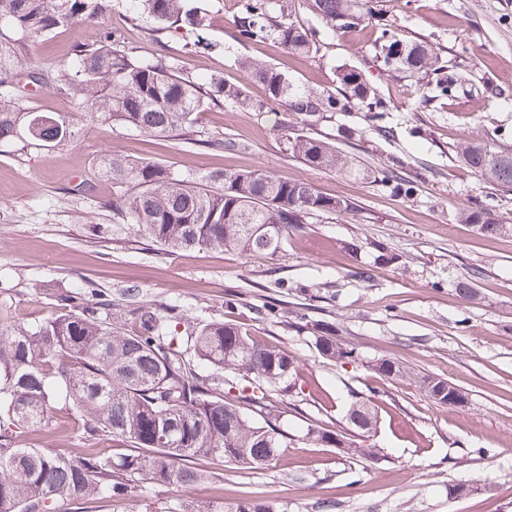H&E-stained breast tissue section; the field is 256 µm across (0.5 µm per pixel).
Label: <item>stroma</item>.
Here are the masks:
<instances>
[{"label":"stroma","instance_id":"35a3bbf8","mask_svg":"<svg viewBox=\"0 0 512 512\" xmlns=\"http://www.w3.org/2000/svg\"><path fill=\"white\" fill-rule=\"evenodd\" d=\"M193 4L208 16L213 52L189 51L197 35L189 25L155 36L116 2L104 18L39 38L30 54L34 63L57 67L69 62L74 45L92 47L118 32L139 55L180 57L189 75L220 73L246 83L257 103L265 102V89L247 82L235 57L268 62L329 92L353 66L391 100L389 133L372 126L361 107L321 119L273 104L265 112L209 106L190 130L156 140L91 120L68 92L31 90L23 99L28 111L68 115L76 134L59 148L0 144V320L40 325L62 293L105 301L113 312L147 304L185 321L248 319L304 365L288 394L284 429L297 436L311 427L346 429V407L367 400L378 411L377 431L351 438L377 454L354 460L306 445L289 449L287 467L252 471L200 459L204 484H145L122 498L93 501L88 512H160L177 497L251 498L276 512H512V232L485 236L459 220L480 202L512 225V190L472 174L458 155L471 143L512 153V0H380L390 24L405 38L428 42L458 75L448 100L429 106L414 81L374 61L375 26L328 33L316 54L299 56L234 44L240 0ZM298 133L336 142L369 170L401 162L403 176L416 182L414 195L306 166L288 149ZM211 138L234 140L237 148L204 147ZM113 150L175 172L249 168L302 179L352 209L310 218L269 258L171 251L115 223L105 208L112 187L101 181L99 161ZM83 181L89 191L75 192ZM466 279L475 301L456 291ZM307 319L335 324L338 338L358 348L359 363L320 357L303 327ZM381 358L448 379L468 394V404L441 407L416 383L380 377L370 366ZM19 439L71 455L91 449L111 456L124 448L104 436L85 442L78 414L59 406L49 424L23 428ZM455 485L469 486V494L450 495Z\"/></svg>","mask_w":512,"mask_h":512}]
</instances>
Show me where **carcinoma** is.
Masks as SVG:
<instances>
[{"mask_svg":"<svg viewBox=\"0 0 512 512\" xmlns=\"http://www.w3.org/2000/svg\"><path fill=\"white\" fill-rule=\"evenodd\" d=\"M132 19L147 20L152 31L183 23L203 30L206 13L188 0H123ZM372 0H309L310 11L332 28L357 30L378 17ZM112 0H0V143L57 147L75 131L65 115L30 112L22 107L26 84H57L83 108L107 122L153 137L168 138L193 126L203 105H228L261 112L247 85L212 75L205 91L181 72L174 56L142 57L119 39L93 48L77 47L70 64L56 69L29 64L21 72L30 42L59 27L100 19ZM375 57L388 68L421 84V102L448 95L457 79L423 41L406 40L393 25L378 22ZM234 42L270 41L287 50H319L315 33L293 24L288 0H243L234 22ZM235 64L262 84L268 103L305 117L347 112L364 103L371 121L384 132L391 102L381 98L362 74L347 68L339 93L302 86L277 68L250 57ZM292 153L315 169L358 175V169L330 141L297 134ZM472 173L512 187V154L479 144L462 151ZM101 172L112 182V214L171 249L210 248L248 256L280 252L290 234L311 215L346 213L351 205L301 180H282L260 170H217L197 176L175 173L153 161L107 154ZM381 181L410 196L414 182L398 166L380 165ZM481 234L503 230L489 210L478 205L463 214ZM61 310L35 328H0V512H57L60 504L123 496L144 483L185 487L204 481L193 466L203 457L249 471L288 463V449L309 442L336 448L344 456H371L353 446L344 431L309 428L294 439L277 421L290 386L300 373L298 359L270 336L242 321L197 322L175 336L159 309L142 305L115 319L75 297L59 298ZM312 345L323 358L342 364L360 360L356 348L336 338V327L311 321ZM213 367L209 378L199 362ZM371 370L388 379L409 378L438 406L448 407L451 382L419 376L401 363L378 359ZM79 412L84 438L99 436L126 443L125 452L102 456L91 450L71 457L25 446L17 429L49 419L55 405ZM378 413L353 403L346 418L369 433ZM163 512H276L252 499L224 505L174 499Z\"/></svg>","mask_w":512,"mask_h":512,"instance_id":"carcinoma-1","label":"carcinoma"}]
</instances>
